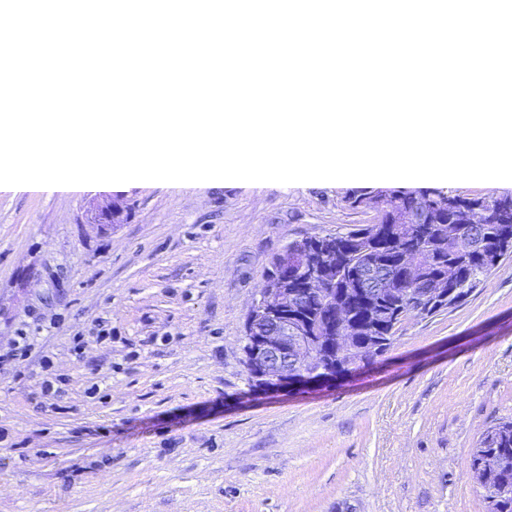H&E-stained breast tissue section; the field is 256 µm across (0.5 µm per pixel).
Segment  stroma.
Instances as JSON below:
<instances>
[{"label":"stroma","instance_id":"35a3bbf8","mask_svg":"<svg viewBox=\"0 0 512 512\" xmlns=\"http://www.w3.org/2000/svg\"><path fill=\"white\" fill-rule=\"evenodd\" d=\"M361 187H0V350L35 339L0 371V512H487L469 458L512 419V260L371 368L245 383L270 260L373 223ZM112 202L122 222L94 224Z\"/></svg>","mask_w":512,"mask_h":512}]
</instances>
